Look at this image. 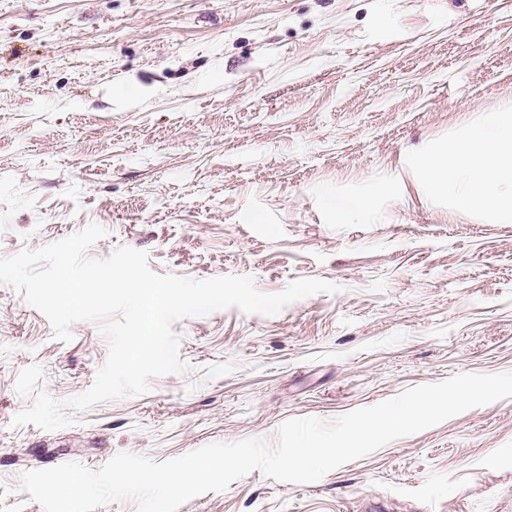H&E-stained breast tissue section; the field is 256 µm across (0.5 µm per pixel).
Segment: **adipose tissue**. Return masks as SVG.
Instances as JSON below:
<instances>
[{
    "instance_id": "ef3b65f1",
    "label": "adipose tissue",
    "mask_w": 512,
    "mask_h": 512,
    "mask_svg": "<svg viewBox=\"0 0 512 512\" xmlns=\"http://www.w3.org/2000/svg\"><path fill=\"white\" fill-rule=\"evenodd\" d=\"M421 171L432 194H448L459 210L512 217V113L494 112L466 138L434 146Z\"/></svg>"
}]
</instances>
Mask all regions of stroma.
<instances>
[{
    "mask_svg": "<svg viewBox=\"0 0 512 512\" xmlns=\"http://www.w3.org/2000/svg\"><path fill=\"white\" fill-rule=\"evenodd\" d=\"M488 110H512V0H0V258L95 222L97 258L126 245L159 274L340 288L174 323L193 373L47 432L11 426L20 370L63 401L108 341L86 321L54 339L0 285V512H44L19 485L46 458L161 462L512 371V220L459 211L419 168ZM178 512H512V399L315 483L256 470Z\"/></svg>",
    "mask_w": 512,
    "mask_h": 512,
    "instance_id": "1",
    "label": "stroma"
}]
</instances>
